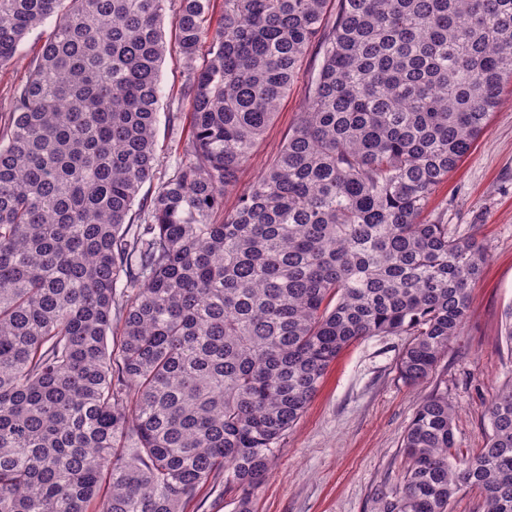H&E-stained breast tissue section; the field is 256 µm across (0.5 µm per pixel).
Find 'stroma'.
Returning a JSON list of instances; mask_svg holds the SVG:
<instances>
[{
	"instance_id": "obj_1",
	"label": "stroma",
	"mask_w": 512,
	"mask_h": 512,
	"mask_svg": "<svg viewBox=\"0 0 512 512\" xmlns=\"http://www.w3.org/2000/svg\"><path fill=\"white\" fill-rule=\"evenodd\" d=\"M44 24L21 45L17 60L0 68V116L8 112L14 87L51 31ZM184 67L167 53L160 76L157 143L159 164L141 192L154 193L171 173L190 105L179 92ZM306 76H299L274 120L239 172L236 189L224 197L233 211L240 191L267 166L304 110ZM492 112L487 131L431 196L424 216L447 224L451 235L475 238L487 261L471 292L459 336L427 383L405 385L397 361L404 339L368 336L339 354L303 416L282 441L269 480L255 494L256 512H377L382 492L398 483L405 465L402 441L420 402L433 390L447 391L456 408L459 448L484 447L491 395L512 382V346L503 337L512 306V83ZM181 118L169 122V113Z\"/></svg>"
}]
</instances>
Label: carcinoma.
Segmentation results:
<instances>
[{
	"label": "carcinoma",
	"instance_id": "1",
	"mask_svg": "<svg viewBox=\"0 0 512 512\" xmlns=\"http://www.w3.org/2000/svg\"><path fill=\"white\" fill-rule=\"evenodd\" d=\"M328 2L0 0V68L54 19L0 127V512H184L221 476L254 512L345 347L406 337L417 385L459 335L487 254L423 213L512 79V0ZM170 50L189 124L141 198ZM312 50L305 112L224 212ZM487 418L465 453L425 397L379 512L463 487L512 512V384Z\"/></svg>",
	"mask_w": 512,
	"mask_h": 512
}]
</instances>
